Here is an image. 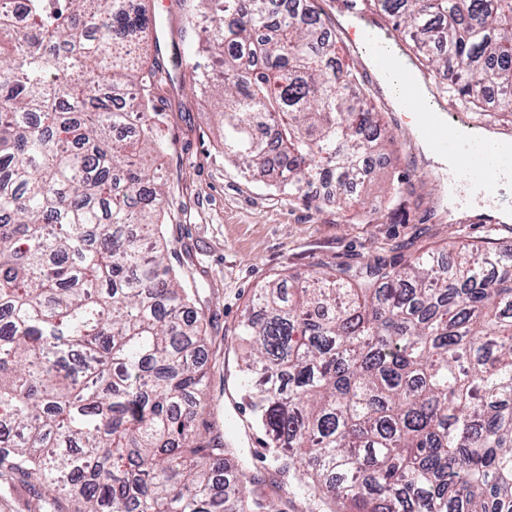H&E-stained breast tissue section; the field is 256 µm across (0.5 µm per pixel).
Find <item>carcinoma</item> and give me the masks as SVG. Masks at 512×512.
Instances as JSON below:
<instances>
[{"label":"carcinoma","instance_id":"1","mask_svg":"<svg viewBox=\"0 0 512 512\" xmlns=\"http://www.w3.org/2000/svg\"><path fill=\"white\" fill-rule=\"evenodd\" d=\"M192 4L224 154L308 203H355L381 112L314 0ZM483 126L512 112V0H360ZM0 5V471L77 512H512V243L396 270L276 277L239 323L266 480L213 433L203 318L168 262L143 0ZM498 94L496 109L487 93Z\"/></svg>","mask_w":512,"mask_h":512}]
</instances>
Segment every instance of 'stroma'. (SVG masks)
<instances>
[{
	"label": "stroma",
	"instance_id": "1",
	"mask_svg": "<svg viewBox=\"0 0 512 512\" xmlns=\"http://www.w3.org/2000/svg\"><path fill=\"white\" fill-rule=\"evenodd\" d=\"M147 2L156 19L152 37L161 70L154 104L168 143L161 165L167 195L163 232L171 244L169 261L194 290L195 305L207 321V395L216 425H223L241 399L238 321L273 275L322 266L358 268L379 256L402 264L453 244L512 241V223L485 219L488 201L468 184H461L458 216L449 220L443 175L389 110L383 120L394 141L371 161L378 180L362 206L309 205L245 177L225 158L211 103L194 86L181 31L183 0ZM397 179L411 185L412 193H386ZM47 501L35 481L0 476V512H50Z\"/></svg>",
	"mask_w": 512,
	"mask_h": 512
}]
</instances>
